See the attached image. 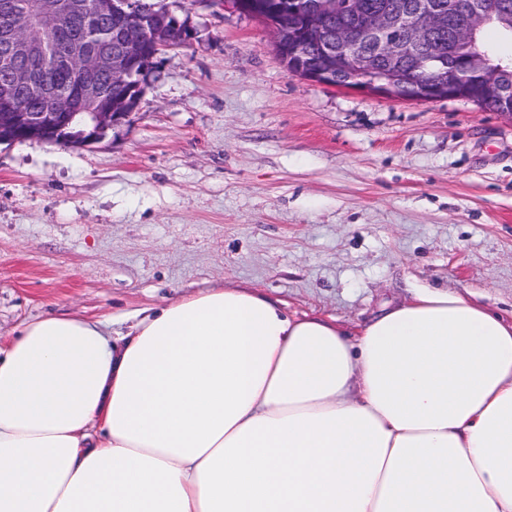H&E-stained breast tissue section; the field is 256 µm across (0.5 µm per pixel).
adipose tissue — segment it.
<instances>
[{"mask_svg": "<svg viewBox=\"0 0 512 512\" xmlns=\"http://www.w3.org/2000/svg\"><path fill=\"white\" fill-rule=\"evenodd\" d=\"M0 512H512V323L420 286L351 335L233 284L24 322Z\"/></svg>", "mask_w": 512, "mask_h": 512, "instance_id": "obj_1", "label": "adipose tissue"}]
</instances>
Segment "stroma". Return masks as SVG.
<instances>
[{
	"label": "stroma",
	"mask_w": 512,
	"mask_h": 512,
	"mask_svg": "<svg viewBox=\"0 0 512 512\" xmlns=\"http://www.w3.org/2000/svg\"><path fill=\"white\" fill-rule=\"evenodd\" d=\"M130 124L0 146V346L44 315L128 331L231 283L356 331L420 285L512 322V117L290 75L271 30L181 0Z\"/></svg>",
	"instance_id": "35a3bbf8"
}]
</instances>
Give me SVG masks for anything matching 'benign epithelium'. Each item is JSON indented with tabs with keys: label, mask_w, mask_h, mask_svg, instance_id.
<instances>
[{
	"label": "benign epithelium",
	"mask_w": 512,
	"mask_h": 512,
	"mask_svg": "<svg viewBox=\"0 0 512 512\" xmlns=\"http://www.w3.org/2000/svg\"><path fill=\"white\" fill-rule=\"evenodd\" d=\"M232 7L273 25L275 51L288 63L289 73L306 81L353 90H366L390 99L437 101L461 99L476 106L505 92L500 75L512 68V57L488 67L476 49L448 77L421 81L392 66L374 75L372 60L379 56L396 63L416 45L430 42L444 24L443 6L436 0H414L407 9L367 11L361 0H279L272 10L260 0H230ZM95 17L112 26V44L92 45L67 38L58 27L56 6L37 17L41 28L31 40V19L12 12L9 0L0 3V146L45 141L68 147H88L103 141L108 131L131 121L148 77L161 52L195 39L190 18H179L165 3L141 0H95ZM506 12L502 2L491 9L467 10L457 37L475 36L493 11ZM352 15L355 27L326 31L329 18ZM142 29L146 36L131 34ZM400 32L403 38L390 37ZM53 60L66 72L71 94L41 83V61ZM112 75V93L100 90L95 77ZM41 86L43 109L30 112L22 93Z\"/></svg>",
	"instance_id": "7a95c632"
}]
</instances>
